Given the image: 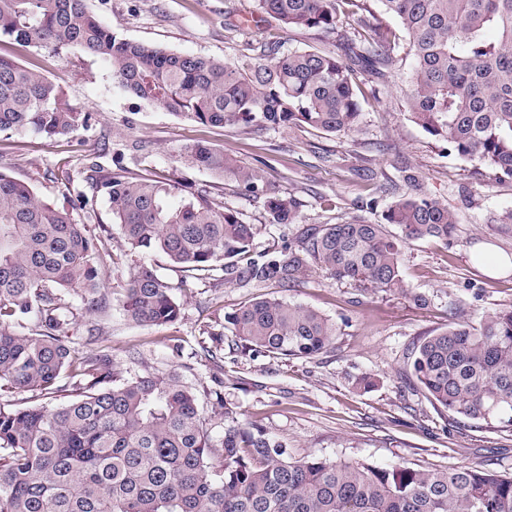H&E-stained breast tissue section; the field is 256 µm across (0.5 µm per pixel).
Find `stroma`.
Listing matches in <instances>:
<instances>
[{"mask_svg":"<svg viewBox=\"0 0 512 512\" xmlns=\"http://www.w3.org/2000/svg\"><path fill=\"white\" fill-rule=\"evenodd\" d=\"M89 10L119 37L173 51L226 59L246 68L261 43L292 49H334L336 37L316 31L282 32L259 13L255 0H87ZM0 51L57 81L67 98L91 115L87 128L52 142L26 132L0 135V172L31 182L46 199L67 206L74 220L103 242L101 264L109 302L77 316L67 334L79 352L105 349L125 377L174 374L193 389L203 414L214 394L235 405L243 420L267 428L292 456L406 464L452 470L487 466L512 473V429L498 421L449 416L419 391L404 367L411 348L459 312L476 322L488 311L512 305V270L492 277L475 255L512 257V224L494 223L512 209V181L494 180L475 161L449 154L408 117L403 94H378L362 102V124L349 134H325L303 125L279 130L250 126H202L177 118L118 90L105 60L72 49L65 58L30 45L0 42ZM204 140L258 172L263 185L294 194L301 221H268L262 194L245 191L183 157ZM143 176L187 182L216 206L238 210L256 233L253 259L296 245L303 226L362 216L378 221L391 193L407 191L415 176L421 193L448 205L459 217L454 238L416 241L403 267L407 293L377 292L339 281L314 266L281 285L225 280L223 273L195 279L157 253L134 252L112 222L109 203H88L91 160ZM145 265L169 283L181 305L179 319L162 327L137 325L116 298L134 267ZM424 295L425 303L414 301ZM264 295L312 307L337 325L334 344L311 359L250 357L223 349L210 357L229 316ZM376 375L361 392L356 380Z\"/></svg>","mask_w":512,"mask_h":512,"instance_id":"1","label":"stroma"}]
</instances>
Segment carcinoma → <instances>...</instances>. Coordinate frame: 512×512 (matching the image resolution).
Listing matches in <instances>:
<instances>
[{"mask_svg": "<svg viewBox=\"0 0 512 512\" xmlns=\"http://www.w3.org/2000/svg\"><path fill=\"white\" fill-rule=\"evenodd\" d=\"M406 43L374 14L336 50L263 46L248 69L116 35L86 0H0V38L61 55L100 57L115 86L203 126L258 130L303 124L340 134L358 128L359 75L385 84L404 48L412 56L409 116L458 157L512 179V0H380ZM361 0H256L285 29L334 33L344 7ZM89 113L35 68L0 53V134L33 132L53 141L88 127ZM193 164L265 196L271 224H297L293 194L259 188L258 175L206 141L185 147ZM112 223L134 251L156 252L200 279L215 271L248 282H289L317 264L338 280L378 292L410 293L407 245L448 241L458 217L448 205L405 192L383 222L352 216L307 229L294 248L246 259L254 225L176 182L109 172L91 182ZM396 225L400 234L387 230ZM97 239L69 211L42 199L27 181L0 173V512H512V474L486 467L436 471L317 456L292 458L262 426L244 422L218 395L224 416L213 439L196 394L173 375L119 376L112 355H78L63 335L72 324L64 296L90 307L107 299ZM118 306L132 322L165 326L180 315L169 284L147 266L129 275ZM234 350L311 359L337 335L318 310L257 297L228 318ZM32 328L26 333L24 329ZM417 388L444 411L512 427V306L475 325L454 315L409 354ZM72 380L60 406L42 396Z\"/></svg>", "mask_w": 512, "mask_h": 512, "instance_id": "obj_1", "label": "carcinoma"}]
</instances>
